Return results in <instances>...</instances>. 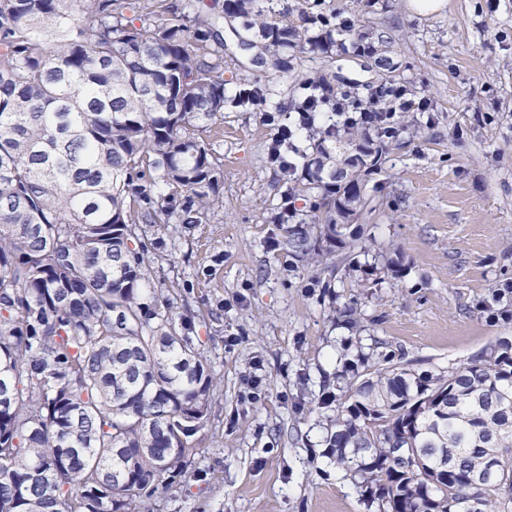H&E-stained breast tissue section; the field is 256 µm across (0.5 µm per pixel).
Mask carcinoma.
<instances>
[{"label": "carcinoma", "mask_w": 512, "mask_h": 512, "mask_svg": "<svg viewBox=\"0 0 512 512\" xmlns=\"http://www.w3.org/2000/svg\"><path fill=\"white\" fill-rule=\"evenodd\" d=\"M0 0V512H150L186 478L218 383L151 285L145 237L206 224L224 208L208 133L224 110L274 94L227 92L224 29L276 77L288 51L347 52L348 21L320 0ZM309 97L334 90L302 72ZM310 152L273 141L288 197V253L318 266L366 252L336 221L372 219L367 177L391 137L349 124L303 127ZM345 141L369 163H323ZM324 435L325 457L377 512H512V358L491 348L436 377L366 363Z\"/></svg>", "instance_id": "obj_1"}]
</instances>
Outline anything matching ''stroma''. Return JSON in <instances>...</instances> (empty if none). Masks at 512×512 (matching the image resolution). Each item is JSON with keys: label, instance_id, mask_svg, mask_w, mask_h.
Masks as SVG:
<instances>
[{"label": "stroma", "instance_id": "35a3bbf8", "mask_svg": "<svg viewBox=\"0 0 512 512\" xmlns=\"http://www.w3.org/2000/svg\"><path fill=\"white\" fill-rule=\"evenodd\" d=\"M324 0L356 33L388 41L396 71L362 54L296 49L299 71L355 82L360 95L408 86L429 105L398 120L372 175L382 214L363 224L370 252L398 274L309 268L269 223L285 186L266 159L276 129L258 113L224 115V208L205 224L149 239L152 276L219 382L198 434L195 476L153 512H372L362 490L327 464L322 445L337 378L375 339L393 363L434 375L512 337V0H445L420 14L411 0ZM358 305L366 326L342 322Z\"/></svg>", "mask_w": 512, "mask_h": 512}]
</instances>
